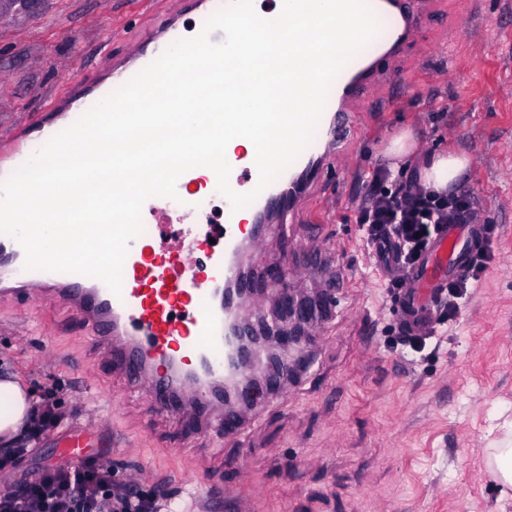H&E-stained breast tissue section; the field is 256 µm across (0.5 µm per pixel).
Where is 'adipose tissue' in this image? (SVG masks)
I'll return each instance as SVG.
<instances>
[{
  "label": "adipose tissue",
  "instance_id": "obj_1",
  "mask_svg": "<svg viewBox=\"0 0 512 512\" xmlns=\"http://www.w3.org/2000/svg\"><path fill=\"white\" fill-rule=\"evenodd\" d=\"M468 160L452 152H439L420 166L422 184L438 190L456 182ZM35 405L29 391L19 381L0 380V448L8 450L24 445L34 418Z\"/></svg>",
  "mask_w": 512,
  "mask_h": 512
}]
</instances>
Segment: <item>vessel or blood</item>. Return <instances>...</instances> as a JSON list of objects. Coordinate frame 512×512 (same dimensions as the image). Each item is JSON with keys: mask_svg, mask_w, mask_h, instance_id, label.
Returning a JSON list of instances; mask_svg holds the SVG:
<instances>
[{"mask_svg": "<svg viewBox=\"0 0 512 512\" xmlns=\"http://www.w3.org/2000/svg\"><path fill=\"white\" fill-rule=\"evenodd\" d=\"M229 0H176L148 42H132L129 59L115 69L111 87H73L65 96V114L82 116L181 40L180 22L195 14L206 21ZM385 33L368 44L341 70L329 91L316 134L298 158L257 198L247 211L225 208L223 223H213L208 187L216 175L197 169L177 183L182 201L148 199L143 233L129 248L122 268V289L113 293L100 279L65 272L28 270L21 245L0 233V298L25 295L34 306H58L86 323L91 342L102 349L117 374L141 385L151 411L159 416L180 412L203 418L227 432L243 430L245 412L225 411L213 390L224 381V285L238 283L249 298L246 315L268 302L273 293L264 272L252 270L250 258L271 233L273 224L294 217L309 188L323 176L330 161L346 162L356 113L370 93L389 102L393 77L376 65L385 57L400 63L408 45L433 12L435 0H369ZM57 133L55 122H28L0 136V182L22 167ZM229 183L239 193L256 191L258 171L244 166L239 154L227 153ZM250 221H243V213ZM468 230L445 227L414 269L407 298L411 332L428 330L429 305L459 271ZM287 299V292H280Z\"/></svg>", "mask_w": 512, "mask_h": 512, "instance_id": "obj_1", "label": "vessel or blood"}]
</instances>
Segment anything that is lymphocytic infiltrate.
<instances>
[{
  "label": "lymphocytic infiltrate",
  "instance_id": "1",
  "mask_svg": "<svg viewBox=\"0 0 512 512\" xmlns=\"http://www.w3.org/2000/svg\"><path fill=\"white\" fill-rule=\"evenodd\" d=\"M356 221L367 244L404 273L442 227L475 223L476 214L468 191H436L417 174L396 176L380 166L365 184ZM159 507L134 485L114 490L111 467L92 457L78 465L42 467L0 490V512H158Z\"/></svg>",
  "mask_w": 512,
  "mask_h": 512
}]
</instances>
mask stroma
<instances>
[{
	"mask_svg": "<svg viewBox=\"0 0 512 512\" xmlns=\"http://www.w3.org/2000/svg\"><path fill=\"white\" fill-rule=\"evenodd\" d=\"M408 47L403 86L389 105L358 115L344 169L313 188L296 231L318 225L334 262L325 276L289 280L290 292L331 289L328 317L310 326V370L264 394L240 434L199 439L176 418H152L137 387L113 373L83 327L62 309L29 318L0 303V376L36 395L56 388L60 428L38 438L7 478L68 455L57 442L100 414L112 445L98 451L120 480L149 470L140 490H163L164 512H224V490L242 487L236 512H512V488L484 466L488 448L512 446V0H439ZM172 0H0V133L55 109L73 85L102 83L129 39L149 37ZM455 46V59L438 50ZM410 128L416 171L444 149L465 153L458 184L496 224L494 260L453 316L435 315L425 349L402 357L393 339L397 301L355 222L362 182L383 165L381 144ZM85 399H78L81 390ZM204 477L205 496L188 481Z\"/></svg>",
	"mask_w": 512,
	"mask_h": 512,
	"instance_id": "35a3bbf8",
	"label": "stroma"
}]
</instances>
